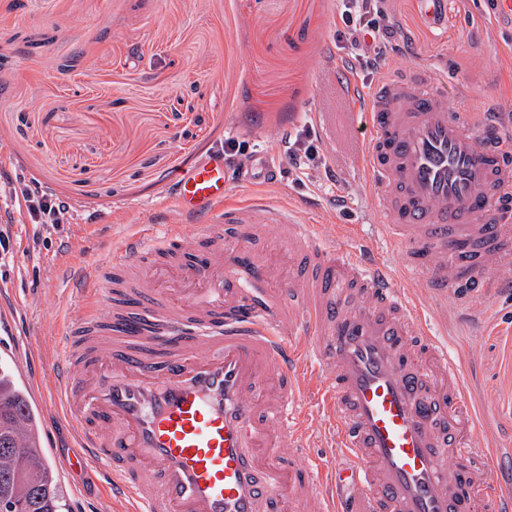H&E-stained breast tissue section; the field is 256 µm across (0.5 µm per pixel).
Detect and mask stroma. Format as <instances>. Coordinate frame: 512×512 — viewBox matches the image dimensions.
<instances>
[{
  "mask_svg": "<svg viewBox=\"0 0 512 512\" xmlns=\"http://www.w3.org/2000/svg\"><path fill=\"white\" fill-rule=\"evenodd\" d=\"M493 0H442L439 21L421 0H387L412 53L389 71L427 67L456 105L460 89L479 107L512 114V22L491 20ZM341 24L336 0H0V363L44 411L39 353H53L84 309L76 271L102 265L127 226L193 230L172 204L175 176L223 152L225 139L273 162L272 203L318 225L325 240L349 224L398 269L378 237L382 214L357 166L362 141L354 106L324 63ZM336 115L324 141L328 167L287 170L286 146L311 113ZM59 198L60 223H34L19 185ZM446 336L482 420L484 448L512 425V291L464 309L410 283ZM75 434L59 418L42 430L71 512H114L95 471L67 473Z\"/></svg>",
  "mask_w": 512,
  "mask_h": 512,
  "instance_id": "obj_1",
  "label": "stroma"
}]
</instances>
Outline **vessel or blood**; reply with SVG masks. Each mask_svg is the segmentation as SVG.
<instances>
[{
	"instance_id": "1",
	"label": "vessel or blood",
	"mask_w": 512,
	"mask_h": 512,
	"mask_svg": "<svg viewBox=\"0 0 512 512\" xmlns=\"http://www.w3.org/2000/svg\"><path fill=\"white\" fill-rule=\"evenodd\" d=\"M346 89L366 105L360 168L399 272L282 206L249 223L212 154L173 188L193 237L157 245L138 225L84 273V315L40 361L46 405L76 432L65 469L100 468L119 512H512V448L469 446L458 364L409 286L464 304L512 288V140L422 68ZM270 223L294 265L285 288L254 247ZM308 393L351 466L301 464Z\"/></svg>"
}]
</instances>
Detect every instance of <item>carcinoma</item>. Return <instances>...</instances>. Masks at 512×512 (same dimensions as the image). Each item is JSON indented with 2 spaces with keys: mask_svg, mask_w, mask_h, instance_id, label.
Wrapping results in <instances>:
<instances>
[{
  "mask_svg": "<svg viewBox=\"0 0 512 512\" xmlns=\"http://www.w3.org/2000/svg\"><path fill=\"white\" fill-rule=\"evenodd\" d=\"M14 512H70L56 470L47 463L39 414L27 390L0 364V502Z\"/></svg>",
  "mask_w": 512,
  "mask_h": 512,
  "instance_id": "1",
  "label": "carcinoma"
}]
</instances>
